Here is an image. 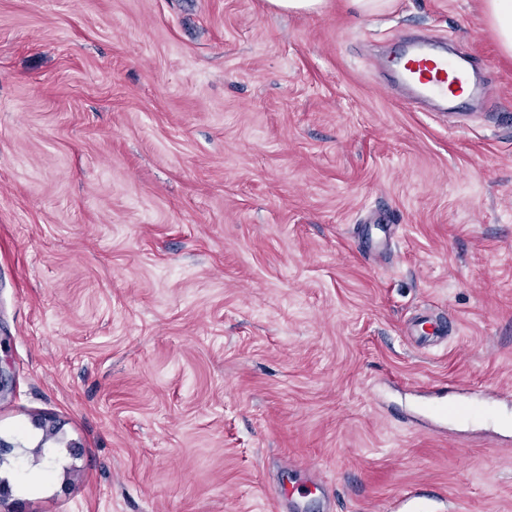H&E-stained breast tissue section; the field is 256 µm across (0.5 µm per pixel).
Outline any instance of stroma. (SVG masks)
I'll return each mask as SVG.
<instances>
[{
	"mask_svg": "<svg viewBox=\"0 0 512 512\" xmlns=\"http://www.w3.org/2000/svg\"><path fill=\"white\" fill-rule=\"evenodd\" d=\"M409 33L488 69L484 111L382 90L369 54ZM0 372V512H512V59L482 0H0ZM270 9L276 12L317 13L326 5V0H266Z\"/></svg>",
	"mask_w": 512,
	"mask_h": 512,
	"instance_id": "1",
	"label": "stroma"
}]
</instances>
